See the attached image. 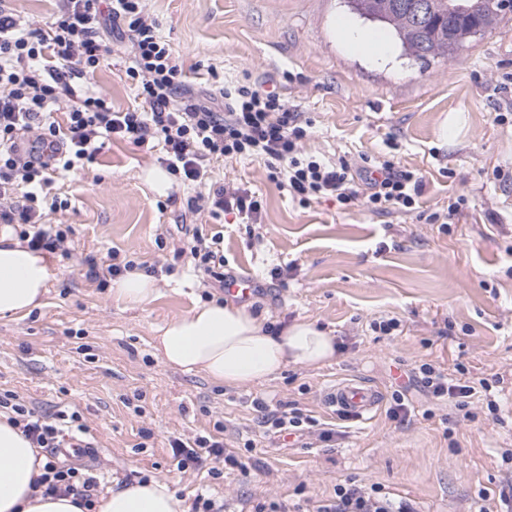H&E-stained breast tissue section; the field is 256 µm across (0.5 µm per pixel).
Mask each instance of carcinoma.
<instances>
[{
  "label": "carcinoma",
  "mask_w": 512,
  "mask_h": 512,
  "mask_svg": "<svg viewBox=\"0 0 512 512\" xmlns=\"http://www.w3.org/2000/svg\"><path fill=\"white\" fill-rule=\"evenodd\" d=\"M424 2L428 17L418 26L412 11L417 0H349L354 14L389 28L406 54L421 61L451 56L454 49L448 48V42L458 49L475 37L474 27L491 31L512 14V0H469L477 5L475 11L450 21L448 15L454 12L455 0Z\"/></svg>",
  "instance_id": "carcinoma-1"
}]
</instances>
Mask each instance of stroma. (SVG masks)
I'll return each instance as SVG.
<instances>
[{"label":"stroma","mask_w":512,"mask_h":512,"mask_svg":"<svg viewBox=\"0 0 512 512\" xmlns=\"http://www.w3.org/2000/svg\"><path fill=\"white\" fill-rule=\"evenodd\" d=\"M152 8L194 89L216 108L208 69L277 88L290 108L308 113L312 153L395 158L421 176L420 213H373L322 198L303 206L250 159L217 164L215 175L245 184L263 201V219L241 224L190 210L192 191L172 178L168 194L143 179L158 152L126 141L107 145L95 163L53 188L72 228L68 257L51 255L42 307L0 318V395L40 413L78 412L97 454L99 492L158 479L187 503L198 494L217 512H257L333 496L338 483H378L418 512H505L498 495L512 484V18L476 36L454 56L422 63L396 55L382 66L348 50L343 26L380 32L346 0H153ZM126 55L115 48L97 84L114 107L134 103L121 78ZM450 114L460 133L439 138ZM465 197L450 224L426 223ZM223 232L232 272H251L246 299L274 327L308 320L330 330L336 357L319 369L291 366L280 378L229 388L165 365L153 340L159 327L187 314L209 288L184 248L194 231ZM119 251L161 265L159 294L140 308L116 302L88 275L87 259ZM287 268L277 283L267 272ZM396 319L383 336L374 321ZM448 378L487 379L489 395L470 405L473 420L432 398L419 367ZM360 377L384 399L365 423L333 415L322 401L336 379ZM402 398L406 420L389 408ZM497 412H489L488 399ZM301 409L316 419L302 441L258 422L256 402ZM335 425L330 442L319 433ZM223 439L236 464L179 471L172 439Z\"/></svg>","instance_id":"stroma-1"}]
</instances>
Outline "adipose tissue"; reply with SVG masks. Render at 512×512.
Listing matches in <instances>:
<instances>
[{"label": "adipose tissue", "instance_id": "ef3b65f1", "mask_svg": "<svg viewBox=\"0 0 512 512\" xmlns=\"http://www.w3.org/2000/svg\"><path fill=\"white\" fill-rule=\"evenodd\" d=\"M51 278L46 254L10 234L0 235V316L40 307ZM112 296L129 307L156 298L154 278L127 273L112 283ZM155 349L167 365L199 373L227 387L277 379L288 366L318 368L336 355V339L311 321L277 331L263 317L233 302L196 306L160 327ZM44 461L21 430L0 421V512H86L69 497H43L31 481ZM95 512H189L185 500L159 480L137 481L99 496Z\"/></svg>", "mask_w": 512, "mask_h": 512}]
</instances>
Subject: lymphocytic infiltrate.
I'll use <instances>...</instances> for the list:
<instances>
[{"mask_svg":"<svg viewBox=\"0 0 512 512\" xmlns=\"http://www.w3.org/2000/svg\"><path fill=\"white\" fill-rule=\"evenodd\" d=\"M114 38L130 45L125 76L138 104L126 110L114 109L96 84ZM223 94L220 112L196 97L148 0H60L54 22L44 28L33 27L8 0H0V223L20 225L30 249L59 250L68 232L52 221L62 204L49 189L58 177L93 162L113 139L161 147L167 170L199 189L190 208L208 209L217 219L227 214L246 224L261 219L262 205L251 191L213 179L216 163L241 158L262 162L270 179L303 204L332 196L372 212L416 211L424 185L414 171L390 159L374 163L362 154L306 153L303 143L312 121L290 110L280 94L246 80L225 85ZM56 107L64 108L65 122L54 119ZM223 242L221 235L197 232L188 243L197 271L219 283L226 280ZM420 372L434 398L454 403L463 419H472L471 400L486 380L454 381L429 363ZM11 410V424L34 447H65L55 418L20 403ZM171 450L179 468L198 469L207 457L223 456L224 443L210 436L175 439ZM34 485L89 508L98 483L92 472L50 460ZM312 512L415 509L382 486L349 480Z\"/></svg>","mask_w":512,"mask_h":512,"instance_id":"obj_1","label":"lymphocytic infiltrate"}]
</instances>
